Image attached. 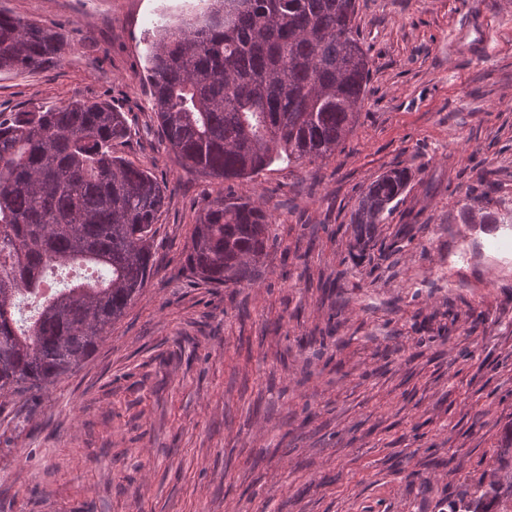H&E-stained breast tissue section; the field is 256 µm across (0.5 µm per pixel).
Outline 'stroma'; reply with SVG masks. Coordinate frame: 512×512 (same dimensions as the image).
I'll list each match as a JSON object with an SVG mask.
<instances>
[{"label":"stroma","mask_w":512,"mask_h":512,"mask_svg":"<svg viewBox=\"0 0 512 512\" xmlns=\"http://www.w3.org/2000/svg\"><path fill=\"white\" fill-rule=\"evenodd\" d=\"M71 49L0 71V112L98 101L161 183L155 267L95 352L0 396V512H448L512 469V0H356L352 131L235 194L271 215L253 281L186 267L222 180L161 142L144 78L162 0H0ZM410 182L359 233L358 198ZM490 185L482 197L479 179Z\"/></svg>","instance_id":"obj_1"}]
</instances>
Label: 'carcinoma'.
I'll use <instances>...</instances> for the list:
<instances>
[{
    "label": "carcinoma",
    "instance_id": "1",
    "mask_svg": "<svg viewBox=\"0 0 512 512\" xmlns=\"http://www.w3.org/2000/svg\"><path fill=\"white\" fill-rule=\"evenodd\" d=\"M147 50L161 141L192 171L232 181L274 162L314 164L352 129L368 58L355 0H209ZM70 44L53 23L0 12V70L34 72ZM129 131L104 102L0 116V394L42 388L88 358L153 268L165 193L119 155ZM393 169L351 223L370 229L407 189ZM268 211L229 191L196 218L187 268L214 287L250 280L268 255ZM34 304L25 315L24 301ZM512 472L450 512H499Z\"/></svg>",
    "mask_w": 512,
    "mask_h": 512
}]
</instances>
